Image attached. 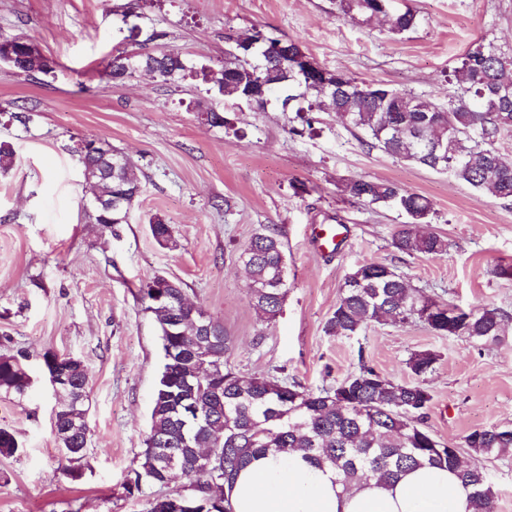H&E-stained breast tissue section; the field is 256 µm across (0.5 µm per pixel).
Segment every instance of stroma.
Masks as SVG:
<instances>
[{
    "label": "stroma",
    "instance_id": "obj_1",
    "mask_svg": "<svg viewBox=\"0 0 512 512\" xmlns=\"http://www.w3.org/2000/svg\"><path fill=\"white\" fill-rule=\"evenodd\" d=\"M415 28L392 34L375 20L337 17L336 0H0V38L25 35L57 64L30 78L0 66V142L15 150L0 173V354H24L34 379L25 397L0 392V427L22 449L0 456V512H146L158 487L127 494L137 468L156 380L159 332L135 299L157 275L224 325L229 365L317 391L368 365L412 380L407 361L429 350L438 360L424 383L433 395L425 427L444 444L471 430L512 427V344L482 347L439 336L419 322L371 324L358 336L324 326L357 265L383 262L418 297L487 305L509 315L512 332V202L449 174L370 148L332 112L305 125L270 99L265 109L221 105L224 123L205 122L212 105L201 83L174 90L145 72L121 87L104 76L123 25L138 26L147 50L174 51L210 66L224 60V34L263 32L292 41L320 66L447 104L448 76L479 43L512 57V0H402ZM99 137L136 167L141 188L128 223H89L81 206L82 168L72 148ZM365 177L427 196V229L448 241L438 257L392 245L407 219L365 207L343 190ZM162 218L175 228L169 249L152 238ZM281 231L288 295L273 322L253 308L238 255L260 225ZM341 224L335 251L314 226ZM81 358L90 376V435L82 459L67 463L51 426L55 405L42 370L46 352ZM73 465L81 477L63 475Z\"/></svg>",
    "mask_w": 512,
    "mask_h": 512
}]
</instances>
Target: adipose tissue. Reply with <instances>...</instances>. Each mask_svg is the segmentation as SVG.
Returning a JSON list of instances; mask_svg holds the SVG:
<instances>
[{"label": "adipose tissue", "mask_w": 512, "mask_h": 512, "mask_svg": "<svg viewBox=\"0 0 512 512\" xmlns=\"http://www.w3.org/2000/svg\"><path fill=\"white\" fill-rule=\"evenodd\" d=\"M230 498L234 512H471L453 471L418 468L387 487L372 481L347 491L332 469L314 466L300 449L253 459L239 471Z\"/></svg>", "instance_id": "ef3b65f1"}]
</instances>
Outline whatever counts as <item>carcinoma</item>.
I'll use <instances>...</instances> for the list:
<instances>
[{
	"instance_id": "carcinoma-1",
	"label": "carcinoma",
	"mask_w": 512,
	"mask_h": 512,
	"mask_svg": "<svg viewBox=\"0 0 512 512\" xmlns=\"http://www.w3.org/2000/svg\"><path fill=\"white\" fill-rule=\"evenodd\" d=\"M337 13L359 24L384 16L396 35L417 25L410 8L395 10L392 0H336ZM250 48L241 50L238 39L227 37L224 65L212 69L188 65L171 52L124 50L112 58L105 75L117 85L148 68L164 83L175 84L188 76L209 85L207 92L229 101L243 99L255 90L252 103L267 104L280 89L297 88L288 99H301L307 107L297 112H322L330 106L346 126L365 135V142L400 161L446 172L475 190L498 199H512V163L505 162L495 144L503 132L512 131V94L498 95L499 87H512V60L491 43L468 50L452 71L448 106L438 107L382 83L359 81L344 75L331 89L315 77L286 69L300 47L289 42L281 47L249 35ZM55 62L27 61L23 72L32 77L55 73ZM95 141L85 137L74 152L83 165L84 192L88 200L124 193L133 201L140 180L133 164L112 149L113 167L103 154L90 149ZM344 189L369 205L395 208L408 224L394 234L392 245L407 255L440 256L447 241L420 230L433 213L425 196L384 180L355 178ZM161 246H177L174 226L161 218L149 224ZM239 260L248 270V294L253 307L267 322L279 314L287 293V264L277 228L264 225L241 250ZM151 279L138 289L137 301L150 313L160 331L162 351H172L166 365L167 386L154 389L150 427L140 462L124 482L131 494L144 486L170 482L167 461L182 463L184 486L148 501L147 512L160 502L189 497L197 512H233L228 491L238 472L251 459L269 452L287 454L302 449L314 462L336 471L344 488L372 479L389 482L416 467L447 468L457 473L470 490L472 512H496V491L485 462L512 451V427L498 425L470 431L464 446L448 448L422 425L433 396L418 378L431 372L437 356L416 352L408 360L415 381L397 382L365 364L332 389L312 391L264 376L245 377L234 372L224 358L228 337L224 326L207 317L211 333L183 323L170 334L165 329L177 314L187 315L184 288L165 289L159 300ZM422 322L439 336H454L481 345L506 341L508 315L497 308L469 306L418 298L402 276L382 262L359 265L341 289L336 307L325 324L329 336L358 335L371 322L405 324ZM48 378L57 381V411L53 420L62 448H85L88 433L66 429L80 425L87 415L85 402L89 375L83 361L63 355L60 361H44ZM32 386L24 357L0 354V392L23 397ZM196 406L202 421L185 425L179 419L182 404ZM19 442L8 428L0 427V455L13 456ZM211 465L198 463L201 453Z\"/></svg>"
}]
</instances>
